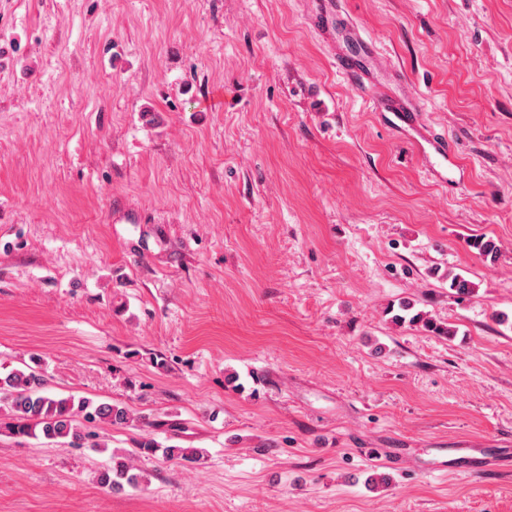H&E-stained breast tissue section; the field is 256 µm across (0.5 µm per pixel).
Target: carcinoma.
Wrapping results in <instances>:
<instances>
[{"label": "carcinoma", "instance_id": "obj_1", "mask_svg": "<svg viewBox=\"0 0 512 512\" xmlns=\"http://www.w3.org/2000/svg\"><path fill=\"white\" fill-rule=\"evenodd\" d=\"M468 243L483 258L492 261L497 258L498 247L494 240L476 237L469 239ZM450 288L456 294L466 296L475 292L476 284L455 274L451 278ZM410 309L408 304L401 305L404 314L394 316L393 320L398 323H421L443 336L454 335L455 329L452 327L426 320L419 313L405 316ZM43 385L42 375L34 370H13L0 378V407L9 413L6 426L12 434L41 437L48 441L69 438L76 443L90 438V434L83 430L86 423L104 422L122 427L131 420L129 409L123 405L96 403L87 398L77 400L71 396L53 398L43 394ZM164 452L169 458L189 464H195L202 458V453L196 448L169 447ZM100 482L112 491H122L127 487L137 489L142 484V476L128 460L118 457L112 459V465L101 473Z\"/></svg>", "mask_w": 512, "mask_h": 512}]
</instances>
